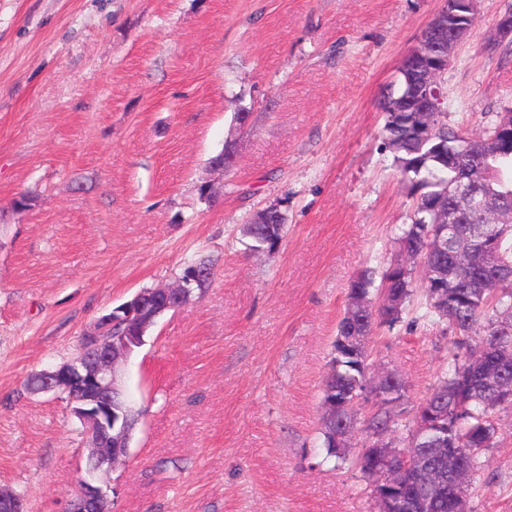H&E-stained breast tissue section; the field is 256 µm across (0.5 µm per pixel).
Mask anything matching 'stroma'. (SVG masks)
<instances>
[{"label":"stroma","mask_w":512,"mask_h":512,"mask_svg":"<svg viewBox=\"0 0 512 512\" xmlns=\"http://www.w3.org/2000/svg\"><path fill=\"white\" fill-rule=\"evenodd\" d=\"M442 6L0 0V489L62 512L84 437L28 377L197 257L209 287L122 368L139 422L100 476L112 512H378L355 457L322 459L321 387L350 282L389 265L409 221L380 102ZM503 8L482 0L441 76L446 122L473 134L512 108V51L487 46ZM228 142L232 164L211 170ZM271 206L282 238L253 250L240 227ZM423 313L413 301L369 341L370 363L402 374L414 401L456 352ZM499 424L468 512H512V409Z\"/></svg>","instance_id":"1"}]
</instances>
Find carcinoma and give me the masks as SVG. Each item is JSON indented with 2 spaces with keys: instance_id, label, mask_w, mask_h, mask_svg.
Returning <instances> with one entry per match:
<instances>
[{
  "instance_id": "obj_1",
  "label": "carcinoma",
  "mask_w": 512,
  "mask_h": 512,
  "mask_svg": "<svg viewBox=\"0 0 512 512\" xmlns=\"http://www.w3.org/2000/svg\"><path fill=\"white\" fill-rule=\"evenodd\" d=\"M435 124L437 135L426 139L412 113H386L385 144L393 151L415 202L410 223L403 225L397 237V259L382 273L381 288L373 290L371 269L355 279L361 291L371 297L372 308L355 321L349 316V309H344L322 386L321 404L350 403L361 395L371 375L368 348L350 346L349 338L369 337L376 327H391L401 319L414 295L412 265H420L426 315L446 324L457 336L456 347L465 350V354L453 357L450 368L438 376L414 407H406L410 385L402 377L388 386V394L375 402L368 417L356 418L354 423L370 439L385 434L397 440L399 425L406 416L407 435L413 438V446L423 449L417 459L436 468L440 461L428 449L466 448L472 480L478 471L483 440L496 443L497 412L512 408V402L496 399L487 376L488 372L497 371L512 380V280L505 276L512 269V222L485 224L482 217L467 213L464 223L450 228L434 223L430 203L448 199V181L466 175V170L490 151L494 156L487 160L486 176L476 181V191L492 197L498 207L512 211V149H495L487 143L497 130L493 126L471 142L469 153L450 164L448 143L462 130L449 126L441 112L437 113ZM241 232L254 242V249L271 250L282 238L283 225H244ZM439 236L467 250L468 264L459 265L451 247L444 252L429 249ZM359 466L374 490L388 498L403 497L404 512H414L413 503L427 497L437 501L435 512H448V502L457 491L452 471H444L438 485L429 484L420 473L400 491L378 483L374 472L378 464L369 454L363 455Z\"/></svg>"
}]
</instances>
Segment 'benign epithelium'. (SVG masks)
Listing matches in <instances>:
<instances>
[{"label":"benign epithelium","instance_id":"1","mask_svg":"<svg viewBox=\"0 0 512 512\" xmlns=\"http://www.w3.org/2000/svg\"><path fill=\"white\" fill-rule=\"evenodd\" d=\"M480 0H443V7L423 30L418 46L406 54L398 67V77L407 90L406 100L416 102V111L428 115L442 111L441 75L450 65L457 45L478 19ZM512 42V4L499 14L492 43ZM450 196L473 211L487 209L486 199L469 192V183H459ZM198 275L189 271L178 284L138 291L132 300L100 316L83 334L73 359L30 376L35 393L66 395L71 414L86 438L87 465L76 496L62 512H110V488L100 484L99 475L125 460L138 422L126 406V395L118 382L120 367L132 353L145 345V336L166 312H175L187 303ZM119 326L113 332V326ZM392 375L380 369L370 378L374 391L370 400L382 398L381 387ZM442 461L455 467L461 480L468 474L459 456L464 449L437 448ZM386 476L405 483L409 474V451L387 445L375 449ZM0 512H25L23 499L0 491Z\"/></svg>","mask_w":512,"mask_h":512}]
</instances>
